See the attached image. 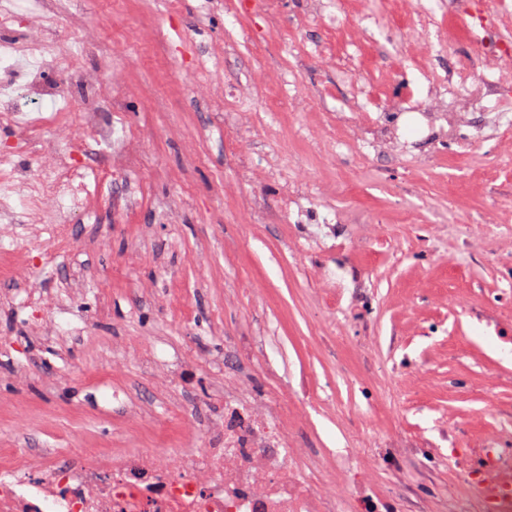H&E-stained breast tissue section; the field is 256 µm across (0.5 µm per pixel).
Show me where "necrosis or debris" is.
<instances>
[{
    "mask_svg": "<svg viewBox=\"0 0 512 512\" xmlns=\"http://www.w3.org/2000/svg\"><path fill=\"white\" fill-rule=\"evenodd\" d=\"M61 0H0V123L16 127L21 146L40 147L37 168L13 167L0 153V222L27 223L33 211L52 210L57 224L71 215L97 218L95 197L112 194L107 176L90 178L79 158L93 147L112 149L134 140L133 130L112 124V100L100 93L106 78L79 72L73 60L88 51L82 42L60 48L49 31L19 24L20 13H56ZM470 54L448 71V109L425 118L437 136H464L476 113L490 129L512 112V81L501 60L512 57V39L485 21L459 27ZM62 75L46 83L45 67ZM491 437L456 449L454 477L441 483L437 448L406 443L395 432L369 433L367 446L350 449L347 473L332 485L304 479L320 449L287 438L232 392L224 394V426L204 448L179 453L121 449L59 461L0 448V512H512V409L499 413ZM371 458L391 479L389 492L363 488L358 467Z\"/></svg>",
    "mask_w": 512,
    "mask_h": 512,
    "instance_id": "obj_1",
    "label": "necrosis or debris"
}]
</instances>
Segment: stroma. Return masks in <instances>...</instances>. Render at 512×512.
<instances>
[{
  "instance_id": "stroma-1",
  "label": "stroma",
  "mask_w": 512,
  "mask_h": 512,
  "mask_svg": "<svg viewBox=\"0 0 512 512\" xmlns=\"http://www.w3.org/2000/svg\"><path fill=\"white\" fill-rule=\"evenodd\" d=\"M54 35L95 38L115 120L88 156L135 187L96 223H0V446L201 448L224 392L293 400L316 448L364 425L465 448L512 408V127L463 152L429 137L467 44L448 0H65ZM399 118L384 149L367 124ZM366 289L372 307L350 303ZM248 375H224V358ZM497 373L486 392L488 373Z\"/></svg>"
}]
</instances>
